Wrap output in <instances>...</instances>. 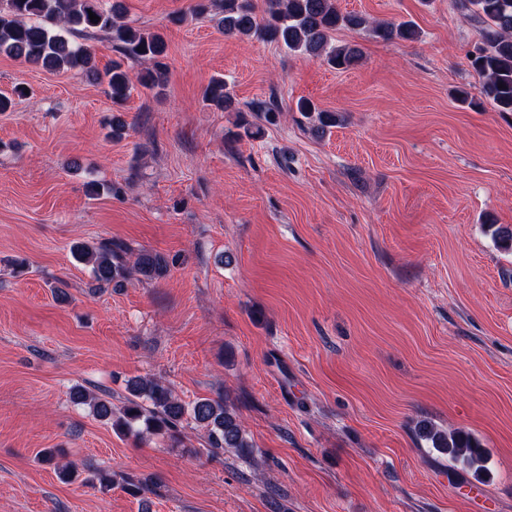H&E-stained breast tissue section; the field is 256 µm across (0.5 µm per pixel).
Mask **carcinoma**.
Listing matches in <instances>:
<instances>
[{"mask_svg":"<svg viewBox=\"0 0 512 512\" xmlns=\"http://www.w3.org/2000/svg\"><path fill=\"white\" fill-rule=\"evenodd\" d=\"M463 2L485 24L482 43L470 54L471 67L482 79L481 95L495 111L512 112V0ZM211 11L226 35L260 37L338 70L355 65L361 58L358 45L332 43L340 29L369 30L384 40L415 41L419 37L409 22L376 23L358 13H342L336 0H263L261 4L257 0H207L198 3L191 16ZM91 12L98 19L90 20ZM98 33L110 35L116 51L128 61H148L150 66L134 74L117 61L99 67L90 47L80 42ZM1 53L47 70L79 71L87 79L107 85L117 108L124 105L136 84L155 95L165 86L163 37L126 22L119 2L107 9L103 0H0ZM202 98L219 109L232 105L227 84L220 78L209 82ZM296 109L321 129L336 123L334 113L316 108L309 100L297 101ZM73 254L90 268L88 288L92 291L112 285L120 288L132 275L153 281L168 272V263L159 253H135L128 245L110 239L77 245ZM127 391L117 410L105 392L97 395L79 388L74 400L89 406L96 418L111 423L123 436L165 434L176 440L191 419L206 430L210 448L234 452L245 459L252 454L253 445L228 400L201 398L189 406L159 379L131 380ZM423 437L451 460L482 469L481 449L470 436L427 428Z\"/></svg>","mask_w":512,"mask_h":512,"instance_id":"obj_1","label":"carcinoma"}]
</instances>
